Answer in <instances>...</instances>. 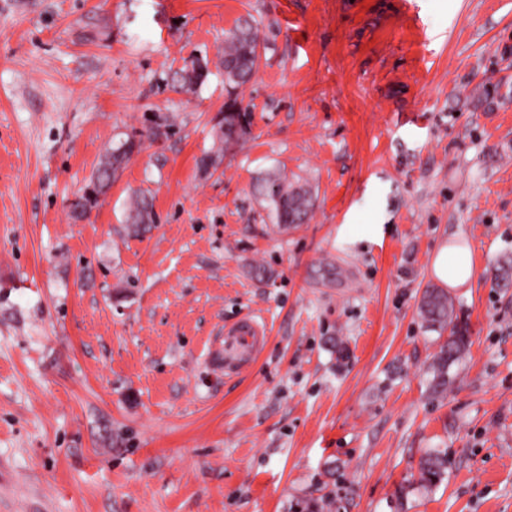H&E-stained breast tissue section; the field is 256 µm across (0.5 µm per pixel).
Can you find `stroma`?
Here are the masks:
<instances>
[{
    "label": "stroma",
    "instance_id": "stroma-1",
    "mask_svg": "<svg viewBox=\"0 0 512 512\" xmlns=\"http://www.w3.org/2000/svg\"><path fill=\"white\" fill-rule=\"evenodd\" d=\"M260 28L216 171L217 52ZM209 61L195 93L170 74ZM165 118L88 220L68 201ZM307 182L274 223L268 171ZM156 224H124L133 191ZM348 236H340L341 227ZM469 339L419 306L444 239ZM259 353L224 372V327ZM448 475L408 486L421 456ZM512 512V0H0V512ZM259 195L273 213L276 224H303L312 207L306 184L290 181L281 171L268 172L259 180ZM430 273L446 286L467 288L475 276L471 248L443 242L431 256ZM266 338V332L254 316H246L224 327V372L231 375L251 358ZM448 344L441 347L433 364L431 387L435 393H444L448 389V365L458 361L467 345V336L452 328ZM448 469V457L444 450L433 449L422 456L418 477L414 478L411 474L412 480H408L409 486L413 489H429L440 483Z\"/></svg>",
    "mask_w": 512,
    "mask_h": 512
}]
</instances>
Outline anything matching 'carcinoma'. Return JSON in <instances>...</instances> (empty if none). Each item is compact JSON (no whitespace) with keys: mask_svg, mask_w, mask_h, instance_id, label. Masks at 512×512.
Returning <instances> with one entry per match:
<instances>
[{"mask_svg":"<svg viewBox=\"0 0 512 512\" xmlns=\"http://www.w3.org/2000/svg\"><path fill=\"white\" fill-rule=\"evenodd\" d=\"M258 28L245 20L230 30L224 38V47L218 52V62L226 71V85L230 94L225 106L226 115L218 127L219 146L213 154L201 159L204 172L215 169L221 162L224 145L234 140L233 125H242L249 111L242 106L239 96L244 86L252 79L259 54ZM208 75L207 64L196 60L174 73L172 81L181 91L189 93L200 86ZM171 125H151L139 132V137L129 136L108 148L90 176L81 193L71 203V218H89L98 204V194L109 184L110 177L122 168L131 156L140 150L143 142L153 141L168 135ZM259 195L273 213L276 223L302 224L308 218L312 207L310 189L299 182L290 181L281 171H271L259 180ZM127 223L141 229L156 223L152 198L141 191L133 194L128 208ZM420 316L430 326L441 329L451 324L452 309L448 296L442 291L425 290L419 307ZM467 345V337L454 330L448 344L441 347L433 364L431 387L435 393L448 390V365L460 359ZM448 469V457L444 450L433 449L422 456L418 477L409 481V486L429 489L440 483Z\"/></svg>","mask_w":512,"mask_h":512,"instance_id":"cac0c4a2","label":"carcinoma"}]
</instances>
